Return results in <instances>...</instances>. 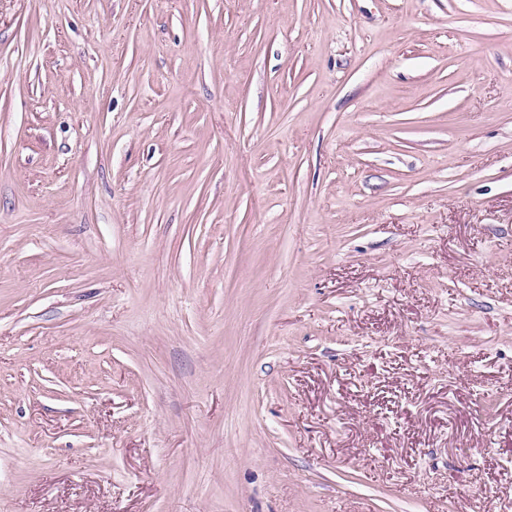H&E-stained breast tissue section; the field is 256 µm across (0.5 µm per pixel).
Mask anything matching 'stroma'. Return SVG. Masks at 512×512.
Returning <instances> with one entry per match:
<instances>
[{"instance_id":"1","label":"stroma","mask_w":512,"mask_h":512,"mask_svg":"<svg viewBox=\"0 0 512 512\" xmlns=\"http://www.w3.org/2000/svg\"><path fill=\"white\" fill-rule=\"evenodd\" d=\"M0 512H512V0H0Z\"/></svg>"}]
</instances>
